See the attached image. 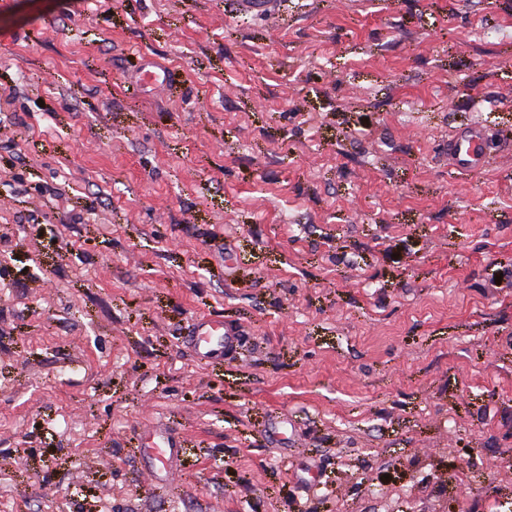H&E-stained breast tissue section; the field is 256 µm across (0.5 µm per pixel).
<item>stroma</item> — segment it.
<instances>
[{
  "instance_id": "obj_1",
  "label": "stroma",
  "mask_w": 512,
  "mask_h": 512,
  "mask_svg": "<svg viewBox=\"0 0 512 512\" xmlns=\"http://www.w3.org/2000/svg\"><path fill=\"white\" fill-rule=\"evenodd\" d=\"M281 2L0 0V512H512V0ZM236 12L253 17H271L278 10L280 0H235ZM485 131L473 125L448 140V165L461 171H476L483 157ZM241 340V331H233L228 326H224L223 321L210 318L200 319L195 326L193 336H190L195 358L206 362L235 352ZM151 436V440L142 450L155 462L154 473L172 475V463L178 455L180 442L157 429L152 431Z\"/></svg>"
}]
</instances>
